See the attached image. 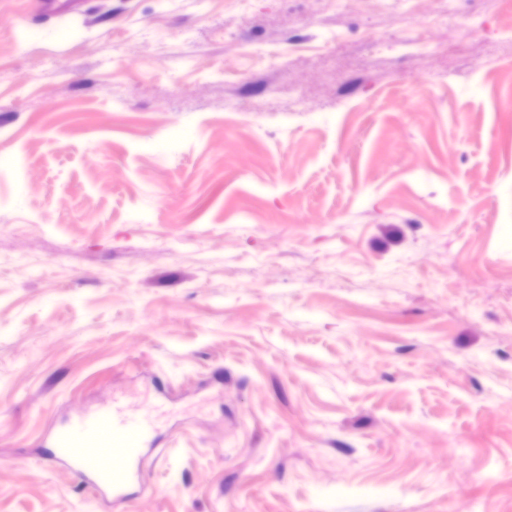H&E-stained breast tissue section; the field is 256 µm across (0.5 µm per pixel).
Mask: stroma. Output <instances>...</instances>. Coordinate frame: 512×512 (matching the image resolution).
I'll list each match as a JSON object with an SVG mask.
<instances>
[{
	"instance_id": "obj_1",
	"label": "stroma",
	"mask_w": 512,
	"mask_h": 512,
	"mask_svg": "<svg viewBox=\"0 0 512 512\" xmlns=\"http://www.w3.org/2000/svg\"><path fill=\"white\" fill-rule=\"evenodd\" d=\"M0 512H512L496 0H0ZM111 417L112 426L117 430L127 428L133 421H137L139 428L143 431L150 429V422L145 417L141 416L134 408L119 400H112ZM132 448L126 458L124 476L121 481H113L89 458V448H57L50 458V465H61L82 483L111 496L113 503L122 502L127 488L139 477L141 454Z\"/></svg>"
}]
</instances>
